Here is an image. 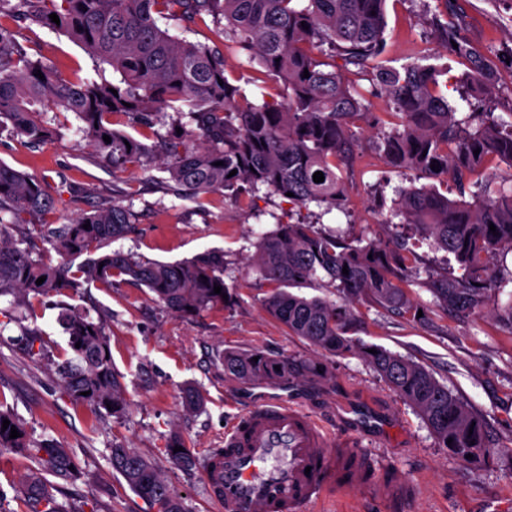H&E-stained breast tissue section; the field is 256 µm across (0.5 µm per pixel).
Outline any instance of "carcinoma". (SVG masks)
<instances>
[{
    "mask_svg": "<svg viewBox=\"0 0 512 512\" xmlns=\"http://www.w3.org/2000/svg\"><path fill=\"white\" fill-rule=\"evenodd\" d=\"M385 2L0 0V132L41 144L55 133L48 115L72 113L78 121L75 134L113 168L123 170L144 164L150 148L115 128L112 117H136L147 139L152 117L177 103V112L192 128L183 126V133L173 131L164 141L162 164L176 189L199 198L263 186L283 198L293 193L289 201L300 207L313 203L329 212L347 200L344 171L352 165L353 127L369 117L370 95L386 96L401 125L379 145L386 163L424 178L449 177L459 193L450 198L433 184L401 188L383 227H409L415 237L412 245L425 243L443 251L456 265L445 258L421 280L417 270L408 269L419 257L405 244L402 249L409 255L399 256L389 234L343 242L312 224H280L256 241L261 276L279 285L264 306L290 334L317 350L360 355L419 412L441 447L463 461L470 454L475 462L490 454L484 421L423 365L381 346L356 342L347 331L359 304L429 322L428 315L418 316L422 306L409 294L413 282L428 290L434 306L445 314L468 317L494 307L499 328L512 335V273L505 275L494 265L497 256L512 251V184L487 185L472 200L465 197V183L489 161L512 166V120L491 112L457 117L441 81L448 74L445 65L413 62L395 68L379 63L385 50ZM438 2L442 10L435 15V32L449 57L466 62L461 81L481 96L495 94L499 72L491 61L493 48L479 53L462 34L459 0ZM52 13L60 23L51 21ZM207 17L213 24V38L207 42L179 38L161 24L174 19L192 31ZM27 20L76 42L100 65L98 77L70 76L29 58L16 30L17 22ZM228 40L282 85L280 97H253L226 75ZM103 64L111 68V77H106ZM369 64L371 90L346 79L349 66ZM105 135L111 142L103 140ZM218 161L223 165H216ZM433 163L439 170L431 169ZM317 171L324 175L320 183L313 180ZM54 207L40 180L0 161V298L12 297L10 305H28L31 296L76 292L90 282L110 286L120 276L148 288L165 308L183 316L224 302L223 252L164 262L112 250L111 244L130 231L128 209L117 204L97 207L54 227L46 219ZM28 225L61 257L58 264L32 257L24 232ZM8 227L22 232L15 238ZM83 255L86 259L74 264ZM42 276L45 281L36 284ZM216 286L222 287L221 293H214ZM317 286L335 289L340 302L292 292ZM58 323L74 354L57 366L66 394L96 408L109 404L114 415L124 413L128 400L112 367L106 322L64 304ZM372 348L377 353H370ZM307 374L320 377L323 371L315 363L298 366L260 350L224 352V377L240 384L286 385ZM5 419L20 436L11 439V429L0 431V448H20L36 464L17 492L30 503L31 512H70L46 478L70 474L68 451L29 441L20 421L0 410V426ZM177 446L184 442L175 435L167 444L169 459L184 470L193 469L195 458L186 449L174 451ZM110 461L157 512H183L150 459L115 445Z\"/></svg>",
    "mask_w": 512,
    "mask_h": 512,
    "instance_id": "cac0c4a2",
    "label": "carcinoma"
}]
</instances>
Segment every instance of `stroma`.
<instances>
[{
	"instance_id": "obj_1",
	"label": "stroma",
	"mask_w": 512,
	"mask_h": 512,
	"mask_svg": "<svg viewBox=\"0 0 512 512\" xmlns=\"http://www.w3.org/2000/svg\"><path fill=\"white\" fill-rule=\"evenodd\" d=\"M463 33L479 51L494 49L503 85L512 84V10L502 0H462ZM437 0H386L385 65L417 60L425 48L452 75L465 67L450 63L430 25ZM21 44L28 56L64 73L87 76L90 57L79 45L50 29L25 23ZM228 72L247 92H276L256 62L235 48L224 52ZM369 121L356 127L358 150L348 173L349 199L341 210L300 207L267 190L202 198L178 196L158 165L113 171L64 116L56 136L41 146L0 134V161L34 175L55 198V216L67 221L102 203L128 208L134 229L116 248L149 259L174 262L210 251L224 253V282L232 298L192 317L176 314L147 289L127 280L112 287L91 285L50 296L34 311L0 303V408L15 414L29 439L67 448L70 475L54 478L56 496L70 512H157L134 493L110 463L111 448L123 443L155 462L182 502L184 512H222L209 497L202 468L174 465L165 452L179 434L196 460L224 445V425L240 410L266 397L282 396L309 413L333 438L353 435L376 464H390L416 490L393 505L369 489L328 493L307 512H512V337L491 311L458 318L437 311L426 289L411 286L427 307L433 327L407 321L376 307L360 306L350 338L385 347L430 370L486 422L493 448L488 459L467 463L439 447L421 416L400 399L361 357L315 351L267 313L264 298L273 285L256 271L258 237L279 225L305 222L351 239L380 231L378 201L413 183L377 153L379 138L395 119L386 98L371 100ZM91 317L106 318L112 364L129 402L122 416L68 397L54 369L70 358L57 322L59 301ZM259 349L300 363L320 361L326 378L303 376L285 387L242 385L224 376L228 350ZM199 391V409L186 410L183 392ZM32 464L17 450L0 451V512H31L15 488Z\"/></svg>"
}]
</instances>
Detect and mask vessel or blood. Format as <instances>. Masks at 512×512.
I'll return each instance as SVG.
<instances>
[{"label":"vessel or blood","mask_w":512,"mask_h":512,"mask_svg":"<svg viewBox=\"0 0 512 512\" xmlns=\"http://www.w3.org/2000/svg\"><path fill=\"white\" fill-rule=\"evenodd\" d=\"M204 477L224 512H305L329 487L340 493L367 487L389 503L413 493L397 472L376 468L354 443L330 447L314 419L284 399L238 413L224 431L221 457Z\"/></svg>","instance_id":"1"}]
</instances>
